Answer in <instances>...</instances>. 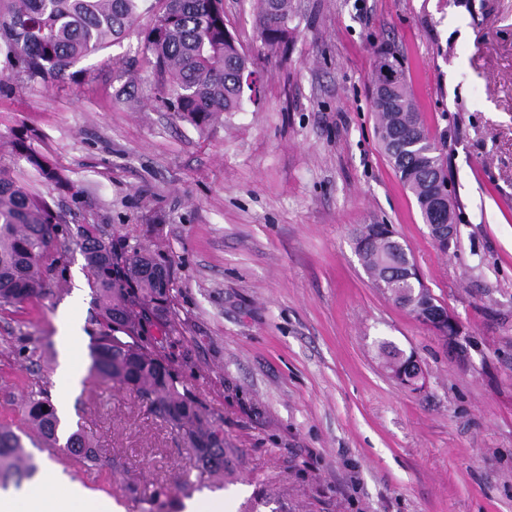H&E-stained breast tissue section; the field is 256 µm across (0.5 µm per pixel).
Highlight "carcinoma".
Here are the masks:
<instances>
[{
  "label": "carcinoma",
  "mask_w": 512,
  "mask_h": 512,
  "mask_svg": "<svg viewBox=\"0 0 512 512\" xmlns=\"http://www.w3.org/2000/svg\"><path fill=\"white\" fill-rule=\"evenodd\" d=\"M143 0H0V56L8 75L45 82L109 43H119L137 26ZM260 38L270 49H286L291 35V0H257ZM149 26L138 32L142 58L154 78L155 95L178 119L206 129L226 112L238 111L249 61L224 25L223 0H154ZM386 98L372 96L380 142L403 184L416 199L424 223H448L437 207L436 182H445L444 144L430 137L409 92L402 67ZM33 131L11 140L12 154L25 160L48 189L78 205L84 191L38 151ZM386 224H362L353 231L355 251L373 284L385 283L399 306L428 323L421 308L430 295L403 275L406 260L390 245ZM81 249L87 283L99 306L100 329L90 345L92 371L102 380L130 387L148 410L177 428H189L199 472L184 475L187 494L212 488L224 474V430L202 419L193 392L144 336L153 320L171 309L168 266L135 248L83 229L73 236L67 212L34 197L0 163V307L46 294L64 277L71 245ZM386 368L417 388L421 370L390 342L379 344ZM23 431L32 443L66 449L78 462L103 463L91 439L79 430L60 442L59 419L46 392L22 404ZM36 466L23 452L19 434L0 424V487L30 479Z\"/></svg>",
  "instance_id": "cac0c4a2"
}]
</instances>
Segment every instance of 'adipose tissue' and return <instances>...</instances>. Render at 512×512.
Listing matches in <instances>:
<instances>
[{
    "mask_svg": "<svg viewBox=\"0 0 512 512\" xmlns=\"http://www.w3.org/2000/svg\"><path fill=\"white\" fill-rule=\"evenodd\" d=\"M112 499L65 478L58 465L46 463L28 487L0 491V512H115Z\"/></svg>",
    "mask_w": 512,
    "mask_h": 512,
    "instance_id": "obj_1",
    "label": "adipose tissue"
}]
</instances>
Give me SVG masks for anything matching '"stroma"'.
<instances>
[{
	"instance_id": "35a3bbf8",
	"label": "stroma",
	"mask_w": 512,
	"mask_h": 512,
	"mask_svg": "<svg viewBox=\"0 0 512 512\" xmlns=\"http://www.w3.org/2000/svg\"><path fill=\"white\" fill-rule=\"evenodd\" d=\"M287 52L259 38L255 0H224V18L261 80L200 130L176 119L149 84L126 99L124 39L48 83L0 85V160L33 191L10 153L33 129L37 150L85 191L72 226L166 261L170 317L160 353L222 425V512H512V0H292ZM392 46L433 138L446 141L459 202L457 239L440 251L380 148L369 88ZM386 224L470 347L458 358L438 333L368 278L351 230ZM73 251L49 294L0 308V423L54 388L58 315L75 309L80 389L75 420L109 466L90 470L61 448L26 445L72 479L142 505L128 484L184 498L196 474L182 431L122 386L92 378L96 307ZM414 353V391L378 346ZM33 349L32 361L19 357Z\"/></svg>"
}]
</instances>
